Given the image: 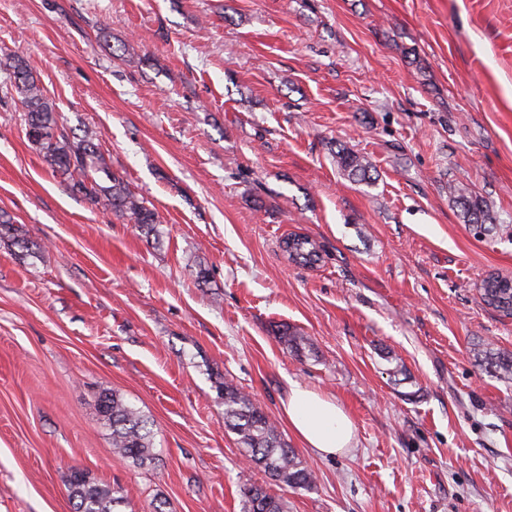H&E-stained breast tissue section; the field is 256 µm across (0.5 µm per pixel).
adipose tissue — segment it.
<instances>
[{
  "mask_svg": "<svg viewBox=\"0 0 512 512\" xmlns=\"http://www.w3.org/2000/svg\"><path fill=\"white\" fill-rule=\"evenodd\" d=\"M283 412L293 432L320 456L341 454L353 445V421L331 397L294 384L283 403Z\"/></svg>",
  "mask_w": 512,
  "mask_h": 512,
  "instance_id": "adipose-tissue-1",
  "label": "adipose tissue"
}]
</instances>
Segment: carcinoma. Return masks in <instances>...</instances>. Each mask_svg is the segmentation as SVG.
Returning a JSON list of instances; mask_svg holds the SVG:
<instances>
[{
	"label": "carcinoma",
	"instance_id": "carcinoma-1",
	"mask_svg": "<svg viewBox=\"0 0 512 512\" xmlns=\"http://www.w3.org/2000/svg\"><path fill=\"white\" fill-rule=\"evenodd\" d=\"M11 86L21 97L25 108L24 130L28 141L39 150L53 171L72 189L95 205L118 213L131 224L151 232L160 223L156 211L128 187L123 178L110 171L100 154L97 138L90 130L78 136L60 121L55 102L47 96L39 79L22 57L14 58ZM336 165L343 175L355 182L373 180L370 159L352 150L336 152ZM450 200L461 207L469 224L482 228L492 223V216L482 201L467 188L448 185ZM293 262L313 267L321 261L316 242L308 236L289 235L282 240ZM485 304L512 315V279L492 275L482 282ZM475 360L490 369L499 379L512 380V356H504L491 348L474 349ZM101 420L112 429L113 451L123 459L142 466L153 460V431L145 418L114 390L102 391L99 398ZM224 426L238 436L239 447L253 464L262 467L276 481L290 488H310L314 484L311 471L294 449L283 442L277 427L253 401L251 396L232 382H224ZM70 498L75 512H119L123 497L108 484L80 470L69 475ZM248 512H286L283 499L270 495L263 487L244 488Z\"/></svg>",
	"mask_w": 512,
	"mask_h": 512
}]
</instances>
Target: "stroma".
<instances>
[{
	"instance_id": "1",
	"label": "stroma",
	"mask_w": 512,
	"mask_h": 512,
	"mask_svg": "<svg viewBox=\"0 0 512 512\" xmlns=\"http://www.w3.org/2000/svg\"><path fill=\"white\" fill-rule=\"evenodd\" d=\"M18 56L154 232L53 176L6 92ZM1 211L33 248L0 238V512H73L76 469L123 512H244L249 484L288 512H512V382L473 357L512 354V316L480 296L512 277V0H0ZM290 234L321 263L293 264ZM226 380L310 489L247 464ZM294 382L336 399L353 448H305ZM104 388L149 421L151 464L114 453ZM336 165L343 175L355 182H372L374 166L370 159L346 148H340L336 152ZM448 193L450 200L461 207L463 218L468 224H476L480 231L484 226L483 229L489 231L490 228L485 227V224H491L493 218L477 196L474 197L467 188L456 184L449 185ZM283 245L288 246V258L291 252L294 254L292 262L305 266L313 267L321 261V253L316 242L308 236L289 235L282 240Z\"/></svg>"
}]
</instances>
